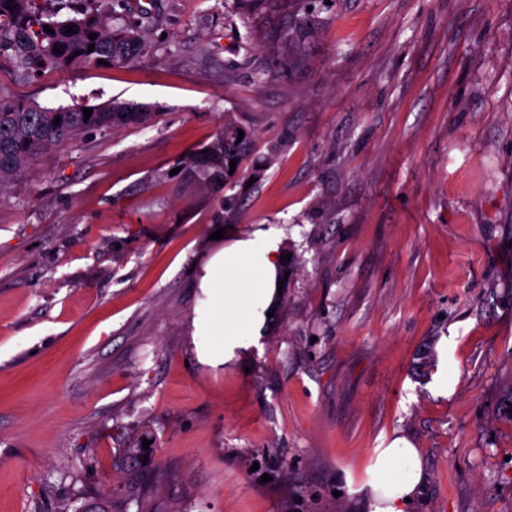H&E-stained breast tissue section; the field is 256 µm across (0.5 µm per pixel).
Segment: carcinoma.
Wrapping results in <instances>:
<instances>
[{
	"mask_svg": "<svg viewBox=\"0 0 512 512\" xmlns=\"http://www.w3.org/2000/svg\"><path fill=\"white\" fill-rule=\"evenodd\" d=\"M31 0H0V56L9 57L24 73L51 71L64 74L77 66L125 62L136 55L144 42V34L127 28L112 29L105 16L87 13L81 17L56 19L52 15L30 13ZM15 7L10 11L5 4ZM48 25L54 30H43ZM97 38L91 40L89 35ZM94 51H88V46ZM60 48L61 53L53 52ZM44 65H38V62ZM83 104L44 109L0 94V192L6 184L29 170L32 162L45 150L64 147L91 130H112L150 121L152 113L140 106L112 100L93 107L84 119ZM60 124L55 125V118ZM239 128L231 121L204 151L187 158L200 174L212 180L229 181L230 160L240 166L248 136L238 138Z\"/></svg>",
	"mask_w": 512,
	"mask_h": 512,
	"instance_id": "carcinoma-1",
	"label": "carcinoma"
}]
</instances>
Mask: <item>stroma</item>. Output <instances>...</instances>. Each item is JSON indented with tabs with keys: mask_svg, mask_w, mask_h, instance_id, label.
<instances>
[{
	"mask_svg": "<svg viewBox=\"0 0 512 512\" xmlns=\"http://www.w3.org/2000/svg\"><path fill=\"white\" fill-rule=\"evenodd\" d=\"M99 7L144 31L131 60L0 58L1 95L153 114L0 191V512H369L399 437L408 512H512V0ZM230 119L250 142L218 189L186 158ZM268 227L284 302L203 364L200 270ZM368 474L365 484L372 492L370 512H408L423 479L417 448L396 439L388 448L376 449ZM405 498L411 502H405Z\"/></svg>",
	"mask_w": 512,
	"mask_h": 512,
	"instance_id": "35a3bbf8",
	"label": "stroma"
}]
</instances>
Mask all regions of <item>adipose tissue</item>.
I'll list each match as a JSON object with an SVG mask.
<instances>
[{
	"instance_id": "1",
	"label": "adipose tissue",
	"mask_w": 512,
	"mask_h": 512,
	"mask_svg": "<svg viewBox=\"0 0 512 512\" xmlns=\"http://www.w3.org/2000/svg\"><path fill=\"white\" fill-rule=\"evenodd\" d=\"M279 240L276 229H260L206 262L199 287L208 309L193 320L202 363L217 367L256 345L277 291ZM368 474L370 512H407L423 479L417 449L402 439L377 449Z\"/></svg>"
}]
</instances>
